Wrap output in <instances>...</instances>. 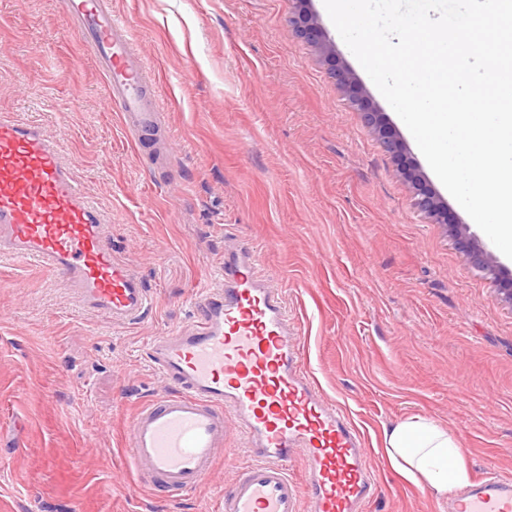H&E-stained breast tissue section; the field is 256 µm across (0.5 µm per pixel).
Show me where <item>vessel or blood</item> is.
Wrapping results in <instances>:
<instances>
[{
	"instance_id": "obj_1",
	"label": "vessel or blood",
	"mask_w": 512,
	"mask_h": 512,
	"mask_svg": "<svg viewBox=\"0 0 512 512\" xmlns=\"http://www.w3.org/2000/svg\"><path fill=\"white\" fill-rule=\"evenodd\" d=\"M95 54L126 131L155 140L160 106L148 71L104 0H66ZM0 256L57 273L89 311L116 325L147 316L152 297L112 249L107 216L59 144L32 122L0 119ZM188 328L151 340L146 357L170 390L143 404L127 431L139 479L177 497L213 474L231 427L249 462L218 512H365L376 491L367 440L304 367L282 292L254 250H225ZM302 462L294 474V462ZM451 512H512V478L487 473Z\"/></svg>"
}]
</instances>
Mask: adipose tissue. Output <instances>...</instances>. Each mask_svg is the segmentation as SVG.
I'll use <instances>...</instances> for the list:
<instances>
[{
    "instance_id": "1",
    "label": "adipose tissue",
    "mask_w": 512,
    "mask_h": 512,
    "mask_svg": "<svg viewBox=\"0 0 512 512\" xmlns=\"http://www.w3.org/2000/svg\"><path fill=\"white\" fill-rule=\"evenodd\" d=\"M384 454L390 467L417 486L444 498L469 485L458 435L426 416H411L385 428Z\"/></svg>"
}]
</instances>
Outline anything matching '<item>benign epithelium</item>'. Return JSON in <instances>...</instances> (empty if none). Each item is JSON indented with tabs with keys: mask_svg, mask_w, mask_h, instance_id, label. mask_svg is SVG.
<instances>
[{
	"mask_svg": "<svg viewBox=\"0 0 512 512\" xmlns=\"http://www.w3.org/2000/svg\"><path fill=\"white\" fill-rule=\"evenodd\" d=\"M296 3L300 4L292 19L296 32L302 39L315 47L321 59L328 65L329 74L336 80V84L363 112L366 122L379 134L385 147L399 159L400 173L412 186L417 208L432 218L433 223L442 224L450 229L461 252L466 255L475 269L495 286V292L500 299L512 306V279L503 275L500 262L492 253L478 244L475 235L470 232L469 225L452 221L447 208L421 177L413 171L403 154L402 143L395 138L387 125L379 121V114L373 111L353 75L344 64L336 60L331 48L321 40L317 20L303 7L307 0H296Z\"/></svg>",
	"mask_w": 512,
	"mask_h": 512,
	"instance_id": "benign-epithelium-1",
	"label": "benign epithelium"
}]
</instances>
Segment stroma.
Here are the masks:
<instances>
[{"mask_svg": "<svg viewBox=\"0 0 512 512\" xmlns=\"http://www.w3.org/2000/svg\"><path fill=\"white\" fill-rule=\"evenodd\" d=\"M162 106L164 163L136 144L64 0H0V117L40 124L112 226L154 307L120 327L57 274L0 259V512H215L247 459L233 434L197 491L140 487L124 446L166 390L152 337L187 325L224 246L254 247L282 285L302 356L365 434L366 512H448L394 471L385 425L428 415L473 475L512 476V306L414 206L392 153L291 24L295 0H106ZM306 8L451 216L471 218L323 8Z\"/></svg>", "mask_w": 512, "mask_h": 512, "instance_id": "1", "label": "stroma"}]
</instances>
